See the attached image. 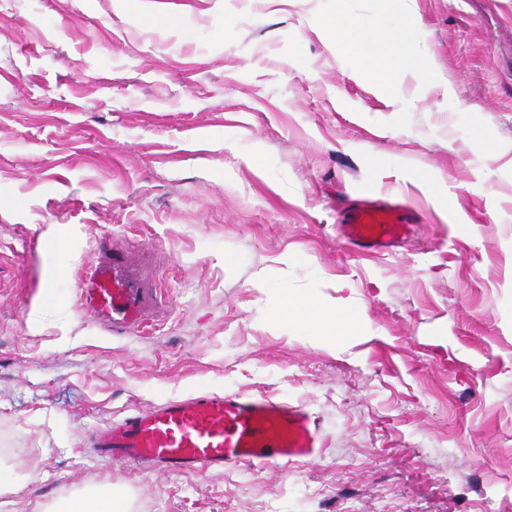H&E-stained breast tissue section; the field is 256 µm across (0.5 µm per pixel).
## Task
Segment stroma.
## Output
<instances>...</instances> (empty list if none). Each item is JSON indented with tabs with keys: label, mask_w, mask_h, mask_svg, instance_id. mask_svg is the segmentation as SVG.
Listing matches in <instances>:
<instances>
[{
	"label": "stroma",
	"mask_w": 512,
	"mask_h": 512,
	"mask_svg": "<svg viewBox=\"0 0 512 512\" xmlns=\"http://www.w3.org/2000/svg\"><path fill=\"white\" fill-rule=\"evenodd\" d=\"M343 7L408 28L425 80L383 92ZM364 197L416 236L353 254ZM114 235L163 295L121 338L76 310ZM285 296L359 317L308 327ZM226 390L303 405L328 448L165 474L87 445ZM1 448L0 512L102 487L126 512H512V0H0ZM335 28L341 43L350 49L358 48L377 39V29H369L351 21L348 19L344 8L340 11V17Z\"/></svg>",
	"instance_id": "obj_1"
}]
</instances>
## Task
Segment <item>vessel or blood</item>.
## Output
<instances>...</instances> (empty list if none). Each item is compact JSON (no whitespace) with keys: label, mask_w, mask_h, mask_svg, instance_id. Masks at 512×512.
<instances>
[{"label":"vessel or blood","mask_w":512,"mask_h":512,"mask_svg":"<svg viewBox=\"0 0 512 512\" xmlns=\"http://www.w3.org/2000/svg\"><path fill=\"white\" fill-rule=\"evenodd\" d=\"M413 211L377 198L343 214L342 239L366 253L388 251L418 224ZM157 291L138 276L129 253L103 246L79 284V309L113 336L142 332L159 308ZM97 458L166 472L210 473L231 466L260 470L312 458L326 447L317 419L303 406L245 392H203L169 399L95 428Z\"/></svg>","instance_id":"vessel-or-blood-1"}]
</instances>
